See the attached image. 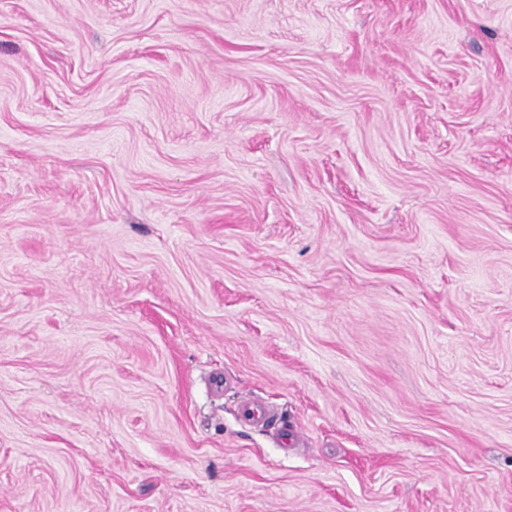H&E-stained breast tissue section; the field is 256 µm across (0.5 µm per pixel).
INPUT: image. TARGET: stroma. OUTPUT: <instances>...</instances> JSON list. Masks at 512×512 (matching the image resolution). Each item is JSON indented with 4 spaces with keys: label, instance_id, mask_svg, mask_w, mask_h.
<instances>
[{
    "label": "stroma",
    "instance_id": "obj_1",
    "mask_svg": "<svg viewBox=\"0 0 512 512\" xmlns=\"http://www.w3.org/2000/svg\"><path fill=\"white\" fill-rule=\"evenodd\" d=\"M0 512H512V0H0Z\"/></svg>",
    "mask_w": 512,
    "mask_h": 512
}]
</instances>
